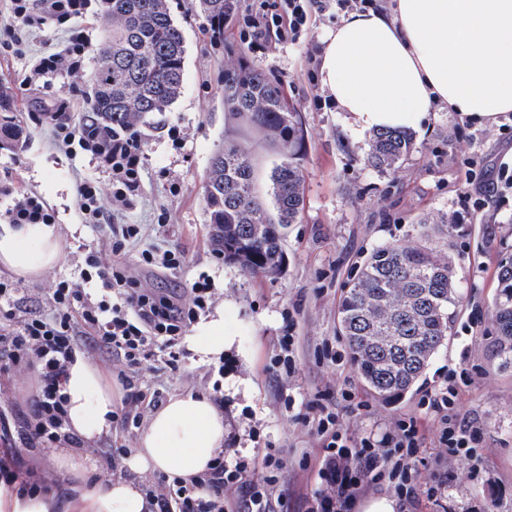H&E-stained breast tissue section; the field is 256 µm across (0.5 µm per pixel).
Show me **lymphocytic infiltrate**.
<instances>
[{
  "label": "lymphocytic infiltrate",
  "mask_w": 512,
  "mask_h": 512,
  "mask_svg": "<svg viewBox=\"0 0 512 512\" xmlns=\"http://www.w3.org/2000/svg\"><path fill=\"white\" fill-rule=\"evenodd\" d=\"M104 0H6L9 22L0 31V51L22 54L33 27L53 21L65 39L52 51L31 58L23 86L48 76L82 78L91 57L86 30L102 12ZM372 0H260L257 7L233 12L240 37L254 54L272 43L296 44L307 32L311 15L331 6L370 7ZM56 139L72 154L87 157L110 176L109 189L93 179L76 186V205L93 239L69 243L79 262L71 277L53 282L44 306H27L24 289L0 278V371L19 372L33 384L24 402L8 395L0 404V484L18 494L47 493L52 479L45 470L27 465L31 450L82 447L68 427L62 385L70 366L83 356L108 364L123 393L116 421L123 431L138 428L166 403L165 389L145 383L142 372L156 353L170 365L180 360V344L188 328L215 303V282L200 273L190 287L159 291L145 286L137 268L174 274L189 263L187 247L144 245L147 231L140 224H118L114 218L131 209L139 195L145 169L141 134H105L97 128L50 115ZM10 203L4 216L12 224H51L52 210L39 198L13 186L0 188ZM459 391L446 386L425 393L421 406L437 423L439 459L457 463L480 435L458 410ZM287 409H300L320 451L316 458V487L308 512H352L360 492L390 480L406 512L421 500H439L450 476L434 473L421 485L416 462L426 437L418 418H399L368 432L346 437L341 413L322 393L296 400ZM283 463L273 455L256 460L238 449L224 448L208 471L186 482L159 475L148 496L151 512H276L286 504L280 487Z\"/></svg>",
  "instance_id": "lymphocytic-infiltrate-1"
}]
</instances>
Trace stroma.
I'll list each match as a JSON object with an SVG mask.
<instances>
[{
  "mask_svg": "<svg viewBox=\"0 0 512 512\" xmlns=\"http://www.w3.org/2000/svg\"><path fill=\"white\" fill-rule=\"evenodd\" d=\"M168 4L186 39L182 95L172 111L156 115L144 127L145 175L133 209L117 221L166 220L165 231L149 234L148 244L188 247L191 262L185 272L140 271V279L152 287L185 288L202 271L213 277L224 325L237 333L224 352V420L234 446L251 457H282L288 512H304L315 481L311 465L302 458L315 456L317 443L286 410L288 388L269 370L280 352L278 338L289 326L296 338L292 361L300 393L309 397L320 391L338 404L349 390L367 404L362 415L344 414L343 427L351 434L419 413L424 391L455 379L460 414L480 430L482 440L464 477L448 483V512H512V366H501L495 354L492 315L500 263L512 258V191L490 190L500 167H512V137L500 134L497 125L469 122L442 107L416 133L415 148L403 162L375 170L364 162L369 137L352 134L336 106L314 105L322 91L315 49L340 20L341 9L313 17L301 43L280 44L256 56L232 25L225 26L221 43L212 42L195 0ZM62 36V29L51 24L33 29L24 55H0V80L19 86L27 56L49 49ZM241 63L280 83L304 130L303 208L283 241L280 273L267 277L217 260L209 241L205 180L210 159L225 140H234L253 157L262 197L271 193L268 175L278 162L269 146L228 119L224 75ZM86 91V80L65 77L36 88L19 86L11 109L26 144L0 149V186L11 183L39 197L54 211L65 242L92 236L76 207L77 183L93 177L105 184L109 175L87 158L65 153L41 105H62L66 117L75 120L86 105ZM173 125L185 132L183 142L169 137ZM464 195L474 201L466 210L458 206ZM424 238L453 261L458 295L453 336L432 359L421 388L386 402L366 390L352 366L339 331L338 308L374 249ZM327 342L336 348L335 361L318 357ZM206 369L190 352L175 367L159 355L144 379L165 385L172 395L206 393L213 385L203 377Z\"/></svg>",
  "mask_w": 512,
  "mask_h": 512,
  "instance_id": "1",
  "label": "stroma"
}]
</instances>
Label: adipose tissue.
Segmentation results:
<instances>
[{"label": "adipose tissue", "instance_id": "ef3b65f1", "mask_svg": "<svg viewBox=\"0 0 512 512\" xmlns=\"http://www.w3.org/2000/svg\"><path fill=\"white\" fill-rule=\"evenodd\" d=\"M317 78L346 112L355 132L421 128L437 106L492 124L512 112V0H393L388 10L348 13L322 42ZM62 256L54 224H1L0 265L35 276ZM235 341L216 309L188 336L200 361L223 355ZM63 392L70 427L85 442L112 431L113 392L84 359L70 367ZM223 412L206 394L172 395L150 415L124 464L190 479L203 475L224 446ZM58 484L48 496L0 489V512H150L144 490L126 478L95 480L81 454L55 453Z\"/></svg>", "mask_w": 512, "mask_h": 512}]
</instances>
